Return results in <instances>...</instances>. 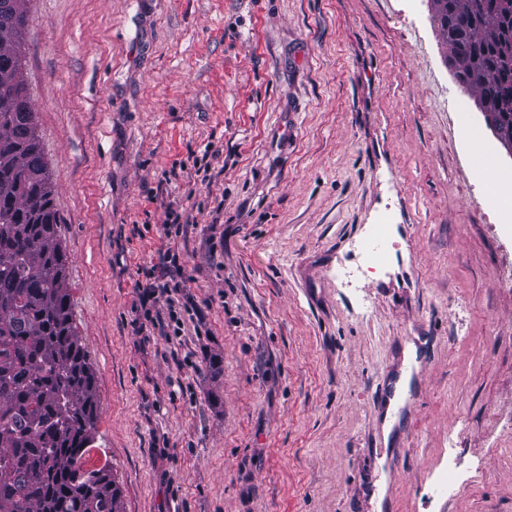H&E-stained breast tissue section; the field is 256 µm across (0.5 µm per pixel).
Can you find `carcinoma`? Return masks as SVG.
I'll list each match as a JSON object with an SVG mask.
<instances>
[{
	"instance_id": "1",
	"label": "carcinoma",
	"mask_w": 512,
	"mask_h": 512,
	"mask_svg": "<svg viewBox=\"0 0 512 512\" xmlns=\"http://www.w3.org/2000/svg\"><path fill=\"white\" fill-rule=\"evenodd\" d=\"M28 0H0V512H119L85 469L98 401L24 78ZM463 86L512 147V0H432Z\"/></svg>"
}]
</instances>
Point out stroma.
Here are the masks:
<instances>
[{"label":"stroma","mask_w":512,"mask_h":512,"mask_svg":"<svg viewBox=\"0 0 512 512\" xmlns=\"http://www.w3.org/2000/svg\"><path fill=\"white\" fill-rule=\"evenodd\" d=\"M28 10L96 381L86 466L124 512H512V215L473 164L512 181V153L430 0ZM385 213L390 261L344 281ZM169 249L183 286L144 302ZM406 370L414 404L385 427L376 395Z\"/></svg>","instance_id":"stroma-1"}]
</instances>
